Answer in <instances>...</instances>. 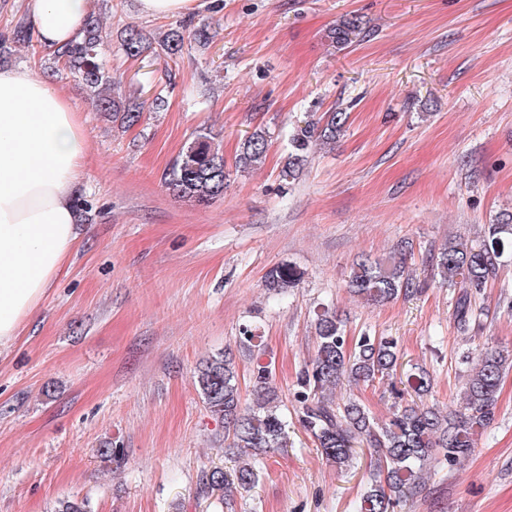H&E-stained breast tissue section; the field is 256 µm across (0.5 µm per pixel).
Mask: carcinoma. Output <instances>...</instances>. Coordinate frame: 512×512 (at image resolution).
Masks as SVG:
<instances>
[{"instance_id": "cac0c4a2", "label": "carcinoma", "mask_w": 512, "mask_h": 512, "mask_svg": "<svg viewBox=\"0 0 512 512\" xmlns=\"http://www.w3.org/2000/svg\"><path fill=\"white\" fill-rule=\"evenodd\" d=\"M361 32L356 16L346 17L332 26L327 34L333 46H349ZM200 47L212 42V26L200 22L191 33ZM118 41L129 57L140 58L151 50L138 30L120 32ZM33 42V28L18 25L11 37H0V60L12 52V45ZM107 37L99 15L86 17L82 38L63 50L55 51L66 75L85 89L95 110L112 116V125L130 128L137 125L145 111L157 112L165 105L162 94L138 100L125 95L112 82L105 51ZM170 59L181 56L184 34L169 30L159 43ZM347 122V113L329 112L324 121H308L288 138V157L283 176L297 179L307 162L314 143H336ZM267 153V135L254 131L241 143L236 169L246 172L263 163ZM224 152L211 138L199 134L185 145L164 174V184L173 195L197 205H208L224 196ZM512 262V213L496 217L484 225L483 234L474 244L453 239L430 253L429 262L440 280L459 286L455 300L454 321L467 332L477 320L473 294L495 279L506 262ZM299 281L289 266L270 270L265 288L285 292ZM348 288L354 294L375 303H385L400 296L418 293L406 264V258L389 264L369 256L354 264ZM316 350L302 372L294 393L295 411L303 428L314 438L326 459L337 467H348L356 458L357 448H366L374 459L372 478L360 497L358 512H394V507L427 492V474L437 455L454 463L474 448L475 438L483 434L495 416L498 391L506 372L512 371V353H484L465 383L459 407L444 414L417 403L400 406L385 423H379L366 406L354 398L339 402L332 390L343 381L370 383L377 379L393 380L400 354L392 339L363 335L357 350L347 348L343 322L329 307L316 313L314 320ZM194 384L213 416L224 422V447L238 449V467L231 473L215 468L206 475L201 487L204 494L221 492L219 500L230 504L234 491H247L259 481L260 471L249 458L273 453L288 447V416L271 385L270 372L262 366L257 372L260 397L242 406L235 362L227 353H219L200 363L193 375ZM404 388L398 398L413 394L426 396L432 388L430 375L422 370L405 373Z\"/></svg>"}]
</instances>
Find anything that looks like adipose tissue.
Masks as SVG:
<instances>
[{"label":"adipose tissue","instance_id":"adipose-tissue-1","mask_svg":"<svg viewBox=\"0 0 512 512\" xmlns=\"http://www.w3.org/2000/svg\"><path fill=\"white\" fill-rule=\"evenodd\" d=\"M26 6L38 42L58 50L81 36L89 0ZM86 153L68 100L27 68H0V345L64 272L78 239L73 194Z\"/></svg>","mask_w":512,"mask_h":512}]
</instances>
